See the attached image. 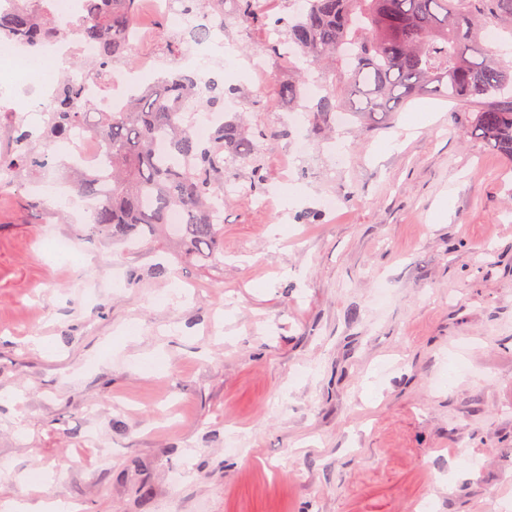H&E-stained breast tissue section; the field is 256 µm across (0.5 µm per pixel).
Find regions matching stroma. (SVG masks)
<instances>
[{"mask_svg": "<svg viewBox=\"0 0 512 512\" xmlns=\"http://www.w3.org/2000/svg\"><path fill=\"white\" fill-rule=\"evenodd\" d=\"M233 8L223 68L190 58L235 87L225 117L266 128L263 173L281 196L270 208L225 197L223 263L177 258L159 234L88 238L90 209L62 203L69 186H0V503L512 501V161L435 96L327 136L290 124L279 86L292 72L266 27L236 31ZM256 52L269 63L259 90ZM423 109L433 120L413 123ZM52 237L71 255L50 252Z\"/></svg>", "mask_w": 512, "mask_h": 512, "instance_id": "obj_1", "label": "stroma"}]
</instances>
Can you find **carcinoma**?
I'll return each mask as SVG.
<instances>
[{
    "instance_id": "carcinoma-1",
    "label": "carcinoma",
    "mask_w": 512,
    "mask_h": 512,
    "mask_svg": "<svg viewBox=\"0 0 512 512\" xmlns=\"http://www.w3.org/2000/svg\"><path fill=\"white\" fill-rule=\"evenodd\" d=\"M139 0H85L86 20L73 28L52 18L20 9L0 17V44L21 38L32 44L73 34L94 49L89 68L134 64L130 56L132 26ZM238 13L252 26L267 23L256 0H236ZM305 10L275 22L281 38L272 45L292 46L309 66L333 77L331 89L311 109L314 126L329 129L336 112L360 121L381 111L388 117L409 100L442 97L468 114L475 138L512 161V61L482 53L484 25L512 23V0H306ZM188 12H206L224 21V0H186ZM352 48L350 57L343 46ZM79 63V66L86 65ZM306 71L279 87L281 104L298 109L304 99ZM235 92L224 78L203 80L195 72L174 71L160 83L128 98L123 108L93 107L82 112L79 86L62 83L55 107L31 138L13 128V147L0 152V170L23 180L56 167L51 148L70 129L83 125L100 137L110 158L106 177L81 176L78 193L94 202L87 236L128 239L162 231L186 256L224 257V221L215 217L213 201L224 189L230 161L252 166L250 188L263 191L260 147L264 128L237 118L217 126L206 140L193 133L196 115L224 108V96ZM179 210L182 222L169 223Z\"/></svg>"
}]
</instances>
